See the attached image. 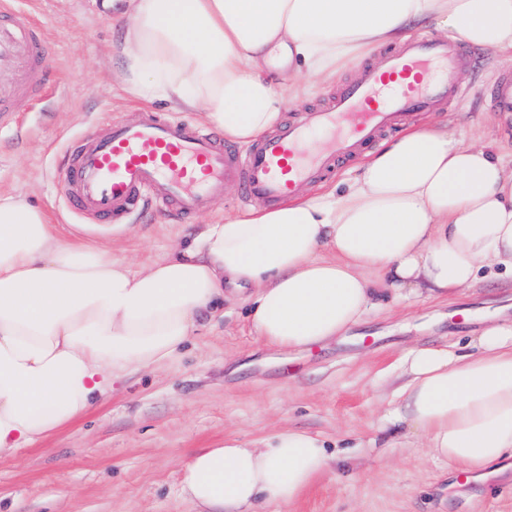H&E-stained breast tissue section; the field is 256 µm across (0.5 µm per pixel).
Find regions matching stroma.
I'll return each mask as SVG.
<instances>
[{
  "label": "stroma",
  "mask_w": 512,
  "mask_h": 512,
  "mask_svg": "<svg viewBox=\"0 0 512 512\" xmlns=\"http://www.w3.org/2000/svg\"><path fill=\"white\" fill-rule=\"evenodd\" d=\"M22 2L48 34L58 89L26 104L16 125L0 126L1 193L26 194L64 232L104 244L137 270L172 253L189 225L244 212L230 183L222 203L188 217L144 208L109 234L83 226L60 189L71 141L101 121L139 115L119 89L125 27L112 18V0ZM384 53L377 48L316 95L286 102V120L329 103ZM464 53L452 75L464 96L410 123L444 121L456 137L482 136L512 152V121L486 96L512 64L471 47ZM246 306L243 296L226 299L214 317L200 320L172 364L128 374L106 402L36 448L1 460L0 512H201L180 492L188 450L228 439L246 445L288 427L321 438L328 449H351L353 460L348 475L328 473L295 502L268 512H512V469L489 483H462L447 463L425 456L420 437L377 431L406 381L403 354L414 346L462 347L486 325L512 320L511 276L483 277L447 299L387 305L345 337L298 353L258 341Z\"/></svg>",
  "instance_id": "1"
}]
</instances>
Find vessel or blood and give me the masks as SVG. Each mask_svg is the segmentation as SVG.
<instances>
[{
    "label": "vessel or blood",
    "instance_id": "vessel-or-blood-1",
    "mask_svg": "<svg viewBox=\"0 0 512 512\" xmlns=\"http://www.w3.org/2000/svg\"><path fill=\"white\" fill-rule=\"evenodd\" d=\"M47 35L30 13L0 0V124L15 122L23 101H37L49 80ZM462 62L457 43L428 36L389 51L326 106L307 112L246 152L186 121L144 113L107 122L83 137L63 179V193L81 218L117 224L142 205L184 215L211 208L237 182L242 203L276 204L340 161L375 143L405 118L458 98L449 76ZM492 105L512 112V75L487 90Z\"/></svg>",
    "mask_w": 512,
    "mask_h": 512
}]
</instances>
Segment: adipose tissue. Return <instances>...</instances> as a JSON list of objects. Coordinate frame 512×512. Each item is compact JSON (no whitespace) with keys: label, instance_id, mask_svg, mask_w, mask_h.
I'll list each match as a JSON object with an SVG mask.
<instances>
[{"label":"adipose tissue","instance_id":"obj_1","mask_svg":"<svg viewBox=\"0 0 512 512\" xmlns=\"http://www.w3.org/2000/svg\"><path fill=\"white\" fill-rule=\"evenodd\" d=\"M124 90L200 112L247 147L279 128L286 99L374 48L435 25L484 51L512 52V0H123ZM288 69L289 85L274 73ZM512 272V154L440 126L381 141L335 187L188 230L134 270L106 248L62 239L25 195L0 193V459L14 458L109 398L114 380L174 362L200 318L250 290L258 339L300 351L343 335L386 302ZM384 427L405 425L428 457L479 476L512 458V322L467 351L422 347ZM288 429L246 448L193 451L186 498L210 512L290 504L340 463Z\"/></svg>","mask_w":512,"mask_h":512}]
</instances>
